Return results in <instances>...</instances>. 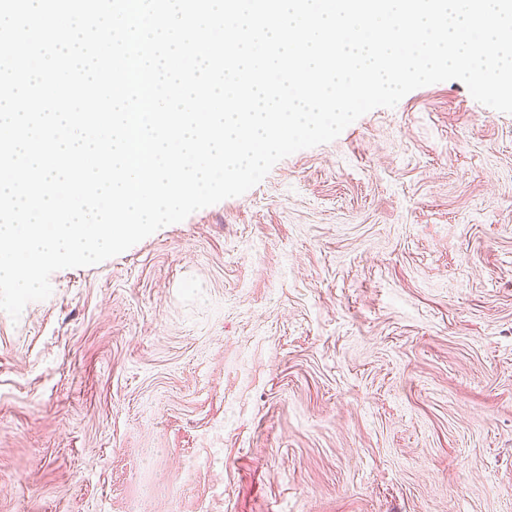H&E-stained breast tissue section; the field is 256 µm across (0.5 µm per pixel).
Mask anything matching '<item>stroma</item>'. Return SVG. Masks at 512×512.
Wrapping results in <instances>:
<instances>
[{"label": "stroma", "instance_id": "35a3bbf8", "mask_svg": "<svg viewBox=\"0 0 512 512\" xmlns=\"http://www.w3.org/2000/svg\"><path fill=\"white\" fill-rule=\"evenodd\" d=\"M0 311V512H512V114L418 88Z\"/></svg>", "mask_w": 512, "mask_h": 512}]
</instances>
